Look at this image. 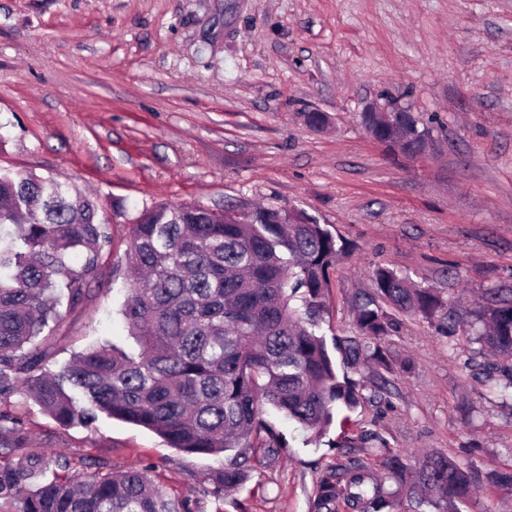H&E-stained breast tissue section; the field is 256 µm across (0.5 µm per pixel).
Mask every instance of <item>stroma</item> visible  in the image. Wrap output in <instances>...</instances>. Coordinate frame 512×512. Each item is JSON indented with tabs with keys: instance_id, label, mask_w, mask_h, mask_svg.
I'll list each match as a JSON object with an SVG mask.
<instances>
[{
	"instance_id": "stroma-1",
	"label": "stroma",
	"mask_w": 512,
	"mask_h": 512,
	"mask_svg": "<svg viewBox=\"0 0 512 512\" xmlns=\"http://www.w3.org/2000/svg\"><path fill=\"white\" fill-rule=\"evenodd\" d=\"M394 102L429 131L419 158L362 123L367 107ZM314 109L324 129L306 123ZM0 168L97 197L112 237L84 301L60 309L50 370L128 343L124 254L140 213L161 202L296 208L326 225L346 246L326 337L356 335L378 266L435 288L460 324L396 314L388 387L360 369L361 404L319 441L265 409L288 446L226 499L207 493L223 457L104 415L60 427L22 388L0 400L29 452L65 453L71 479L147 466L194 512H309L348 448L512 468V407L495 390L512 358L467 333L512 297V0H0Z\"/></svg>"
}]
</instances>
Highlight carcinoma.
Returning <instances> with one entry per match:
<instances>
[{
    "mask_svg": "<svg viewBox=\"0 0 512 512\" xmlns=\"http://www.w3.org/2000/svg\"><path fill=\"white\" fill-rule=\"evenodd\" d=\"M111 243L99 206L54 177L0 169V398L25 381L31 398L61 427L88 426L105 414L144 427L189 454L224 455L208 493L221 496L275 463L286 443L261 416L268 405L322 436L335 414L356 408L361 384L339 372L391 370L382 340L395 322L386 307L427 320L444 307L432 288L386 267L356 306L355 337L318 334L327 312L329 270L342 247L300 212L259 207L238 216L199 204L159 203L133 225L127 251L138 277L121 314L136 348L105 342L56 373L49 323L57 305L80 304ZM81 264L71 265L73 256ZM483 345L512 356V299L480 311ZM24 422L0 412V512H192L163 493L150 468L64 475L61 453H25ZM379 475L350 455L324 472L310 512H462L478 472L442 452L413 468L395 448H379Z\"/></svg>",
    "mask_w": 512,
    "mask_h": 512,
    "instance_id": "cac0c4a2",
    "label": "carcinoma"
}]
</instances>
